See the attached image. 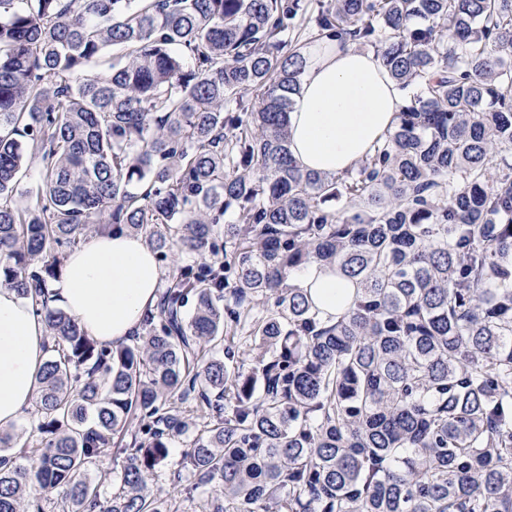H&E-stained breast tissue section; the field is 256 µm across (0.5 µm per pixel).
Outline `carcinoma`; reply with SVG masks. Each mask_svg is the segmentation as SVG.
<instances>
[{
	"label": "carcinoma",
	"mask_w": 512,
	"mask_h": 512,
	"mask_svg": "<svg viewBox=\"0 0 512 512\" xmlns=\"http://www.w3.org/2000/svg\"><path fill=\"white\" fill-rule=\"evenodd\" d=\"M305 21L406 92L342 173L288 148ZM511 151L512 0H0V286L53 339L0 512H179L162 475L201 512H512ZM114 228L187 263L112 347L49 287ZM312 263L355 286L330 324ZM122 456L105 457L99 463L95 473L101 486L103 497H110L121 484V473L123 468Z\"/></svg>",
	"instance_id": "obj_1"
}]
</instances>
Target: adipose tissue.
<instances>
[{
    "label": "adipose tissue",
    "instance_id": "obj_1",
    "mask_svg": "<svg viewBox=\"0 0 512 512\" xmlns=\"http://www.w3.org/2000/svg\"><path fill=\"white\" fill-rule=\"evenodd\" d=\"M289 114L290 153L306 170L339 173L356 166L392 129L404 104L401 91L374 54L349 43L317 42ZM324 313L344 298L328 268L311 264L295 274ZM161 270L144 237L125 230L96 235L67 255L51 284L54 306L73 314L103 344L128 342L158 299ZM46 325L15 290L0 287V428L29 408L35 378L49 356Z\"/></svg>",
    "mask_w": 512,
    "mask_h": 512
}]
</instances>
